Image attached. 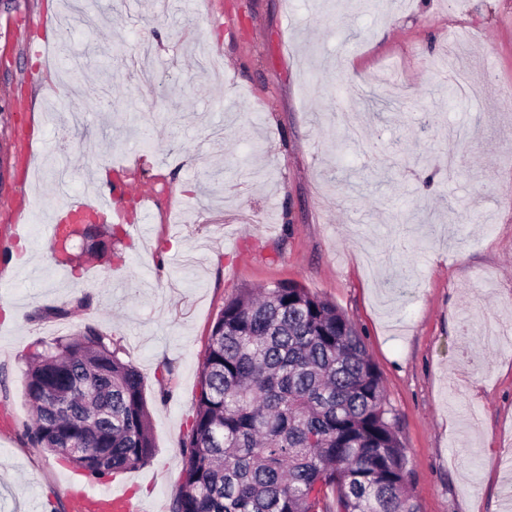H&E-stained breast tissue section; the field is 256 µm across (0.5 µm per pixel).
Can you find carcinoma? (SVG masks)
I'll use <instances>...</instances> for the list:
<instances>
[{
	"label": "carcinoma",
	"instance_id": "obj_1",
	"mask_svg": "<svg viewBox=\"0 0 512 512\" xmlns=\"http://www.w3.org/2000/svg\"><path fill=\"white\" fill-rule=\"evenodd\" d=\"M74 233L94 259L107 253L99 233ZM24 380L38 447L94 478L153 457L144 380L103 334L54 339L28 355ZM181 448L171 512H417L397 416L355 325L296 282L224 303Z\"/></svg>",
	"mask_w": 512,
	"mask_h": 512
}]
</instances>
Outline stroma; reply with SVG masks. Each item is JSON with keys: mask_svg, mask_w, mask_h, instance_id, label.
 Returning <instances> with one entry per match:
<instances>
[{"mask_svg": "<svg viewBox=\"0 0 512 512\" xmlns=\"http://www.w3.org/2000/svg\"><path fill=\"white\" fill-rule=\"evenodd\" d=\"M0 0V512H74V473L32 445L25 357L94 328L144 378L155 453L112 475L169 512L212 324L241 288L292 281L358 329L395 410L418 512H505L512 487V0ZM478 100L430 66L449 32ZM208 46L217 77L199 65ZM121 196L107 263L45 226L100 162ZM84 308L57 318L53 308Z\"/></svg>", "mask_w": 512, "mask_h": 512, "instance_id": "35a3bbf8", "label": "stroma"}]
</instances>
